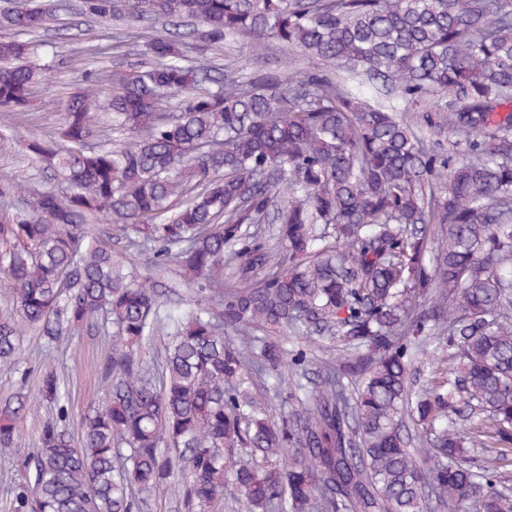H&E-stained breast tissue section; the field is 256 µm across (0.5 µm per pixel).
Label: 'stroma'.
Here are the masks:
<instances>
[{
	"mask_svg": "<svg viewBox=\"0 0 512 512\" xmlns=\"http://www.w3.org/2000/svg\"><path fill=\"white\" fill-rule=\"evenodd\" d=\"M59 3L55 23L41 33L43 40L61 45L63 53L92 45L111 48V23L87 14L83 0ZM63 53L50 59L28 111L18 118L6 138L0 139V176L15 181L49 180V171L29 157L26 145L59 124L61 102L81 80L80 75L68 70ZM111 349V340L86 331L70 337L66 347L59 349L47 348L40 332L32 330L24 336L19 362L0 363V403L20 391L36 394L42 375L48 371L59 376L70 395L63 407L43 404L26 411L20 424L23 447L36 450L44 423L55 419L61 411L66 414L65 425L71 436H78L83 414L106 400L100 367Z\"/></svg>",
	"mask_w": 512,
	"mask_h": 512,
	"instance_id": "stroma-1",
	"label": "stroma"
}]
</instances>
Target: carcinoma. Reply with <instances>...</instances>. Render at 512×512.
Here are the masks:
<instances>
[{
	"label": "carcinoma",
	"mask_w": 512,
	"mask_h": 512,
	"mask_svg": "<svg viewBox=\"0 0 512 512\" xmlns=\"http://www.w3.org/2000/svg\"><path fill=\"white\" fill-rule=\"evenodd\" d=\"M0 13V136L39 82L53 0ZM124 28L193 23L144 43L111 88L85 74L28 152L58 184L1 181L0 362L38 329L59 346L113 328L107 399L75 446L36 452L19 423L65 394L56 373L0 406V455L28 468L12 512H512V0H86ZM329 70L220 63L268 42ZM446 99L427 123L387 105ZM130 141L91 147L103 114ZM177 269L198 299L167 307L96 225ZM144 343L161 345L153 380ZM431 354L421 381L415 356ZM273 380L262 400L253 392ZM479 424L461 430V411ZM487 457L473 465L471 452Z\"/></svg>",
	"instance_id": "carcinoma-1"
}]
</instances>
